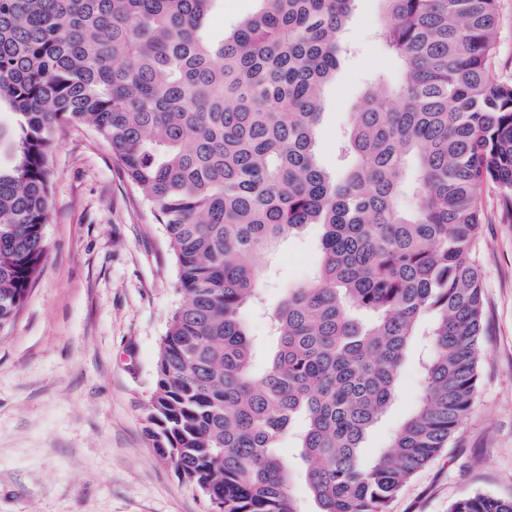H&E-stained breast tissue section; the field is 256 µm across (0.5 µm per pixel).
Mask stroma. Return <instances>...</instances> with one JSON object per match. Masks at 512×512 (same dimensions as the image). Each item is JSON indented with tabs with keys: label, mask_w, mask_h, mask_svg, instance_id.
Instances as JSON below:
<instances>
[{
	"label": "stroma",
	"mask_w": 512,
	"mask_h": 512,
	"mask_svg": "<svg viewBox=\"0 0 512 512\" xmlns=\"http://www.w3.org/2000/svg\"><path fill=\"white\" fill-rule=\"evenodd\" d=\"M381 20L377 0H357L344 30L354 53L326 90L316 146L327 168L359 98L402 79L401 62L376 37ZM49 174L41 272L0 329V512H211L146 433L161 339L183 300L163 227L92 129L59 136ZM482 207L477 391L465 425L391 512H448L464 492L512 497V223L501 218L496 190L485 191ZM319 237V226H307L259 259L267 309L309 280ZM421 391L412 351L368 451L386 446Z\"/></svg>",
	"instance_id": "obj_1"
}]
</instances>
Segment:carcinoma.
<instances>
[{
    "label": "carcinoma",
    "instance_id": "obj_1",
    "mask_svg": "<svg viewBox=\"0 0 512 512\" xmlns=\"http://www.w3.org/2000/svg\"><path fill=\"white\" fill-rule=\"evenodd\" d=\"M213 2L0 0V101L19 116L0 126V327L45 258L48 156L91 126L164 226L184 295L147 406L156 453L213 512H300L278 451L300 419L318 512H389L477 387L483 188L512 222V78L489 66L498 0H379L404 76L362 97L333 171L316 142L357 0H260L219 38L205 35ZM310 224L317 276L270 314L258 375L243 318L263 300L255 259ZM419 345V405L368 458ZM448 512L512 499L464 493Z\"/></svg>",
    "mask_w": 512,
    "mask_h": 512
}]
</instances>
